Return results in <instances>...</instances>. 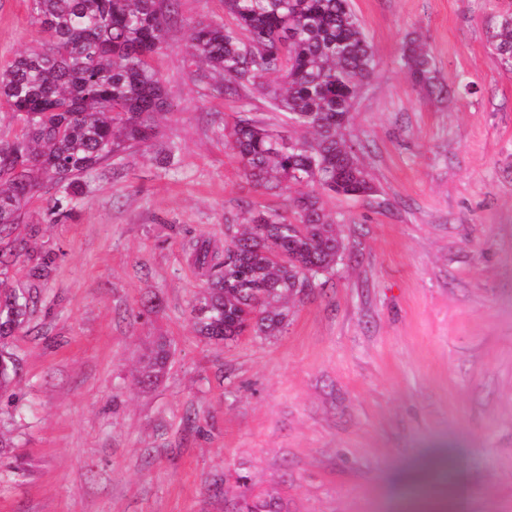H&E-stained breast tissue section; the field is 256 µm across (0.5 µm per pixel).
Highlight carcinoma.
Here are the masks:
<instances>
[{
  "mask_svg": "<svg viewBox=\"0 0 512 512\" xmlns=\"http://www.w3.org/2000/svg\"><path fill=\"white\" fill-rule=\"evenodd\" d=\"M38 45L0 69V100L19 129L0 139V390L18 375L5 340L38 310L34 288L8 284L7 269L31 263L35 281L49 277L52 259L34 255L19 233L24 207L50 191L61 218L83 177L160 134L165 100L154 57L164 48L178 0H30ZM231 23H202L188 54L200 80L219 96L261 91L286 113L273 127L243 109L224 122V143L246 178L282 210L241 201L224 216V247L190 242L205 285L190 316L211 342L280 334L289 302L316 287L348 251L339 222L325 208L331 196H376L379 186L350 136L352 111L376 73L373 46L349 0H224ZM491 51L512 69V9L487 24ZM400 70L413 88L449 94L431 55L404 42ZM172 345L161 338L141 355L137 384L154 387L166 374ZM248 512H282L259 498Z\"/></svg>",
  "mask_w": 512,
  "mask_h": 512,
  "instance_id": "obj_1",
  "label": "carcinoma"
}]
</instances>
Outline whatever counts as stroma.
<instances>
[{
  "instance_id": "stroma-1",
  "label": "stroma",
  "mask_w": 512,
  "mask_h": 512,
  "mask_svg": "<svg viewBox=\"0 0 512 512\" xmlns=\"http://www.w3.org/2000/svg\"><path fill=\"white\" fill-rule=\"evenodd\" d=\"M504 0H352L379 62L353 139L380 187L330 198L351 252L290 308L280 335L211 345L191 305L203 287L186 243L224 242V214L283 198L246 179L224 116H284L255 90L208 95L188 44L223 0H179L154 65L164 136L88 174L71 218L39 197L19 231L56 258L22 374L0 395V512H444L461 477L467 512H512V69L486 43ZM421 37L445 99L398 73ZM28 0H0V66L35 46ZM174 354L150 391L144 343ZM246 483H239V476Z\"/></svg>"
}]
</instances>
